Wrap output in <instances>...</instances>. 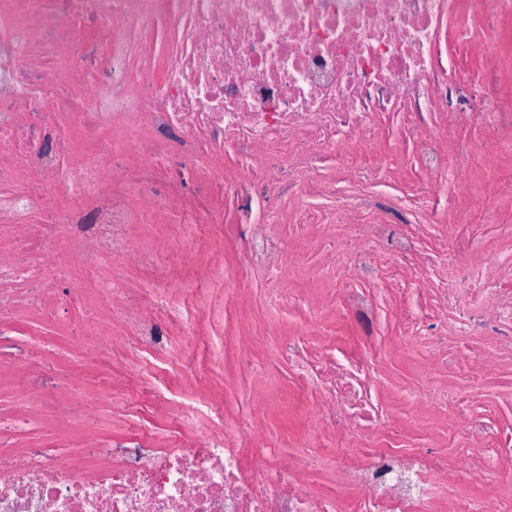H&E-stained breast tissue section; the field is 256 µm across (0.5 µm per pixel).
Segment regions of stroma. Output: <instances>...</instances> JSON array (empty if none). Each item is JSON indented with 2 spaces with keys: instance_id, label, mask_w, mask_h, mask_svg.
Segmentation results:
<instances>
[{
  "instance_id": "obj_1",
  "label": "stroma",
  "mask_w": 512,
  "mask_h": 512,
  "mask_svg": "<svg viewBox=\"0 0 512 512\" xmlns=\"http://www.w3.org/2000/svg\"><path fill=\"white\" fill-rule=\"evenodd\" d=\"M474 34L492 39L497 59V93L504 105H512V17H484L473 25ZM512 170L499 167L475 169L472 194L460 206L472 219L483 207L512 212V193L503 189ZM234 207L224 205V221L198 228L187 241L175 242L169 260L157 268L128 266L125 275L143 297H151L158 285L188 313L192 335L169 333L163 338L159 367L167 371L169 399L157 402L149 385L151 367L143 359L140 340L123 328H114L111 365L68 364L62 352L77 353L94 339L79 326L80 308L61 300L34 317H20L7 326L11 339L37 335L40 343L28 361L53 364L49 383L73 411L61 421L41 406L38 394L24 392L18 385L20 362L0 360V414L27 406L34 417L25 432H0V454L13 456L24 449L79 448L83 460L94 465L100 449L119 445L147 429L151 446L173 448L181 439L175 429L180 403L203 399L224 412L228 424H240V436H261L267 447L289 458L321 441L330 425L319 398L300 391L287 360L276 352L288 337L305 332L321 348L366 349L358 326L336 311L322 270L331 262L318 246L300 239L288 246L304 252L309 268L294 274L289 288L303 302L287 312L268 311L263 305L267 282L263 272L245 262V227H234ZM383 300L385 318L374 353L382 369L373 380V391L389 411L406 445L447 451L453 443L446 421L424 406L413 405L407 388L427 390L437 380L424 348L403 337L396 318V300L390 279L371 280ZM250 356L253 370L242 365ZM95 406L93 426H84L88 406Z\"/></svg>"
}]
</instances>
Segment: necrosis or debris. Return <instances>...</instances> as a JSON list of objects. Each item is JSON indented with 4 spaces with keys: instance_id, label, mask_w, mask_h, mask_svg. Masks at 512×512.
Returning a JSON list of instances; mask_svg holds the SVG:
<instances>
[{
    "instance_id": "necrosis-or-debris-1",
    "label": "necrosis or debris",
    "mask_w": 512,
    "mask_h": 512,
    "mask_svg": "<svg viewBox=\"0 0 512 512\" xmlns=\"http://www.w3.org/2000/svg\"><path fill=\"white\" fill-rule=\"evenodd\" d=\"M463 2L456 12L454 0H0V325L45 307L64 284L81 302L76 275L104 266L98 302L82 317L99 338L90 359L111 363L116 324L149 351L159 326L191 335L165 295L139 299L124 269L157 260L133 247L141 225L188 238L223 222L229 199L249 228L248 261L269 283L266 309L293 303L283 282L302 264L275 228L297 235L339 224L342 233L322 242L334 259L333 302L365 339H375L380 308L359 281L396 275L397 314L433 369L474 355L478 388L495 384L512 370V263L476 256L484 224L512 240V215L487 210L472 224L456 202L444 207L434 190L405 185L425 224L463 227L428 252L425 224L401 221V196L372 189L411 164L433 185L455 170L458 194L468 193L470 165L488 159V133L512 163V109L499 101L493 70L472 68L462 52L473 22L512 16V0ZM465 85L481 90L476 112L449 111V92ZM388 113L411 131L413 150L377 166L365 149ZM72 124L83 142L66 136ZM328 162L357 191L336 195L320 175ZM331 195L332 208L314 205ZM279 355L361 458L335 463L323 442L279 462L218 412L200 442L154 448L140 437L102 449L91 472L74 450L0 456V512H336L335 493L312 487L325 460L338 490L354 491L352 512H428L433 478L485 482L512 461V434L475 417L470 392L454 383L412 396L452 415L448 458L389 442L396 427L372 400V358L323 354L303 335Z\"/></svg>"
}]
</instances>
